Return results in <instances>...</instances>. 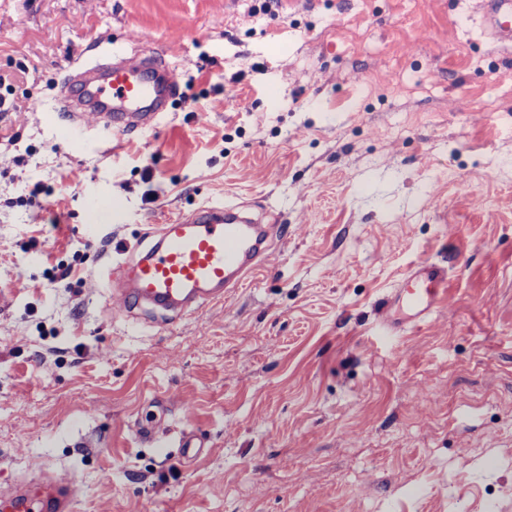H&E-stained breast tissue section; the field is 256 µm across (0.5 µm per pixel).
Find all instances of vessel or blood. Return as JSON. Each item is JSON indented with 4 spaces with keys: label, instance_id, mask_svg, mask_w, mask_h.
Masks as SVG:
<instances>
[{
    "label": "vessel or blood",
    "instance_id": "1",
    "mask_svg": "<svg viewBox=\"0 0 512 512\" xmlns=\"http://www.w3.org/2000/svg\"><path fill=\"white\" fill-rule=\"evenodd\" d=\"M481 8L497 41L511 44L512 0H481ZM180 95L181 77L174 69L151 58L119 57L71 76L61 106L72 116L83 110L100 113L107 127L123 133L152 124ZM277 232V225L252 223L228 207L159 225L153 244L132 267L122 307L150 303L180 312L223 300L248 273L271 260L269 241ZM400 297L404 316L413 323L453 302L447 272L426 263L405 274ZM79 495L78 485L54 476L37 488L1 491L0 512H73Z\"/></svg>",
    "mask_w": 512,
    "mask_h": 512
}]
</instances>
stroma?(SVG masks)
<instances>
[{
	"instance_id": "35a3bbf8",
	"label": "stroma",
	"mask_w": 512,
	"mask_h": 512,
	"mask_svg": "<svg viewBox=\"0 0 512 512\" xmlns=\"http://www.w3.org/2000/svg\"><path fill=\"white\" fill-rule=\"evenodd\" d=\"M115 51L181 100L69 123ZM225 205L280 225L273 265L113 316L144 232ZM422 262L454 306L387 330ZM53 473L75 512H512V45L479 0H0V487Z\"/></svg>"
}]
</instances>
